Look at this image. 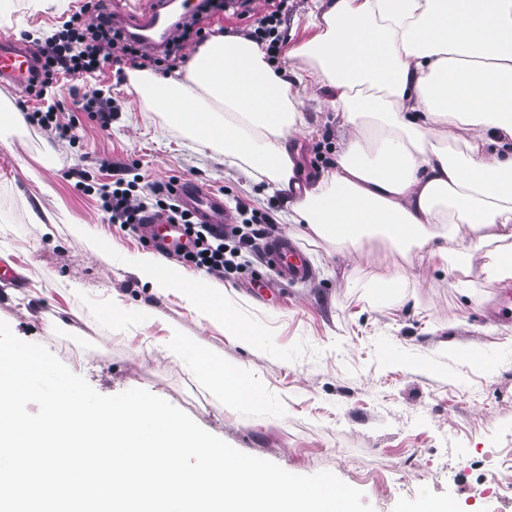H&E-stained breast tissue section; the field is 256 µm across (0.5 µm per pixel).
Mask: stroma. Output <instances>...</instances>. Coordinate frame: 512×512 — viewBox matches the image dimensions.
Instances as JSON below:
<instances>
[{
    "instance_id": "stroma-1",
    "label": "stroma",
    "mask_w": 512,
    "mask_h": 512,
    "mask_svg": "<svg viewBox=\"0 0 512 512\" xmlns=\"http://www.w3.org/2000/svg\"><path fill=\"white\" fill-rule=\"evenodd\" d=\"M194 28L245 36L251 19L201 0ZM85 0H0V32L42 38ZM316 0H290L281 26L284 54L275 70L296 66L290 50L312 37ZM96 89L112 100V122L72 112L70 93ZM56 106L73 119L76 142L39 127L0 126V265L18 277L0 282V321L19 338L43 344L97 392L142 388L186 412L236 449L297 475L334 473L362 491L374 512H512V498L482 495L481 475L493 456L512 450V313L492 317L498 283L479 272L430 262L409 264L379 240L329 244L305 236L282 217L284 198L266 193L223 152L201 149L165 122L127 79L104 71L62 80L38 99L0 85V108L18 112ZM302 109L308 128L291 141L304 175L332 167L346 145L325 89L307 81ZM109 184L140 174V193L171 179L223 197L228 209L270 217L307 254L313 275L286 286L258 262L239 279H215L216 298L256 333L248 348L220 320L202 318L180 291L159 292L132 271L151 253L144 239L110 223L97 193L75 189L73 171ZM53 219L51 230L32 220ZM85 225L108 248L93 254L71 227ZM402 268L399 292L380 297V266ZM119 310L118 321L105 312ZM202 338L226 364L239 365L263 395L256 406L222 401L194 375L189 360L166 355L174 331ZM487 358L488 367L476 365Z\"/></svg>"
}]
</instances>
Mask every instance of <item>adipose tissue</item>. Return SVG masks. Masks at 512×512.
Listing matches in <instances>:
<instances>
[{"instance_id":"1","label":"adipose tissue","mask_w":512,"mask_h":512,"mask_svg":"<svg viewBox=\"0 0 512 512\" xmlns=\"http://www.w3.org/2000/svg\"><path fill=\"white\" fill-rule=\"evenodd\" d=\"M293 50L291 78L265 45L213 36L183 74L133 73L131 85L202 148H218L268 192H293L288 221L330 243L378 237L411 259L479 270L512 285V0H329ZM329 94L347 139L335 166L298 183L290 142L307 126L306 79ZM470 139H463V132ZM495 242L499 252L480 261ZM158 291H182L245 346L255 337L211 299L204 276L151 254L134 262ZM218 399L257 405L244 368L172 334Z\"/></svg>"}]
</instances>
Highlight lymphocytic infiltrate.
<instances>
[{"mask_svg":"<svg viewBox=\"0 0 512 512\" xmlns=\"http://www.w3.org/2000/svg\"><path fill=\"white\" fill-rule=\"evenodd\" d=\"M265 12L254 21L253 38L264 43L268 57L280 54L284 42L279 25L288 9V0H265ZM122 33L112 25V16L104 0H96L91 14L73 15L51 41L39 51L44 71L45 87H52L59 76L83 77L102 71L106 66L124 64L126 56H137ZM86 173H79L77 187L88 192L97 191L112 221L136 229L151 214L166 216L173 224L184 225L187 234L194 237L193 250L182 255V262L224 279L238 274L240 260L253 253L257 240L267 236L270 227L264 217L254 215L242 223L231 225L218 233L206 224L195 223L191 215L172 201L170 185L155 186L150 194L140 195L134 182L115 181L92 188Z\"/></svg>","mask_w":512,"mask_h":512,"instance_id":"lymphocytic-infiltrate-1","label":"lymphocytic infiltrate"}]
</instances>
